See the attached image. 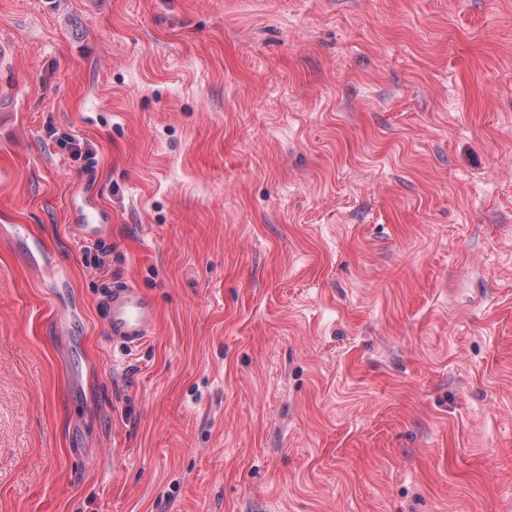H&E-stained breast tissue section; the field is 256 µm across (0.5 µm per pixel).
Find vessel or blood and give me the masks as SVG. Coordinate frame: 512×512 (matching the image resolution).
<instances>
[{"mask_svg": "<svg viewBox=\"0 0 512 512\" xmlns=\"http://www.w3.org/2000/svg\"><path fill=\"white\" fill-rule=\"evenodd\" d=\"M113 342L135 349L151 339L156 325V304L142 288L114 283L100 299Z\"/></svg>", "mask_w": 512, "mask_h": 512, "instance_id": "1", "label": "vessel or blood"}]
</instances>
